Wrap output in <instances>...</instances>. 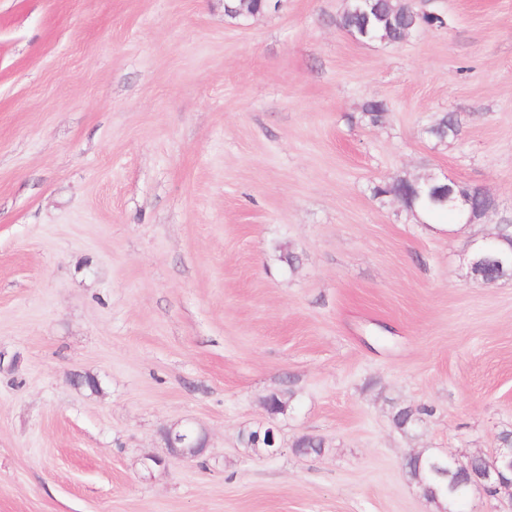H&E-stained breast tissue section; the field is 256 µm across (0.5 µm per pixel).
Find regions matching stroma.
I'll use <instances>...</instances> for the list:
<instances>
[{
  "label": "stroma",
  "instance_id": "1",
  "mask_svg": "<svg viewBox=\"0 0 512 512\" xmlns=\"http://www.w3.org/2000/svg\"><path fill=\"white\" fill-rule=\"evenodd\" d=\"M412 2L443 23L390 46L346 0H0V512H438L405 458L512 432V277L468 269L512 224V0ZM429 175L496 207L373 193ZM413 183H417L418 193H415L404 206L410 210L419 207L432 218L447 214L448 217L458 219L454 211L456 210L466 223H472L496 207L495 199L481 188L462 186L448 176L444 179L433 178V184L430 179ZM433 186L434 191L437 190L436 199L444 204H450L452 208L432 200ZM476 197L483 200L482 205L476 204ZM432 410L425 407H403L399 408L392 417L394 426L400 430L406 431L422 421L424 415H430ZM193 430L194 427L190 425H182L181 430H177L176 427L166 428L163 431V437L167 448H170L172 453L181 457H193L185 453L181 448H192L196 455L200 454L203 448H198L199 446L195 445Z\"/></svg>",
  "mask_w": 512,
  "mask_h": 512
}]
</instances>
